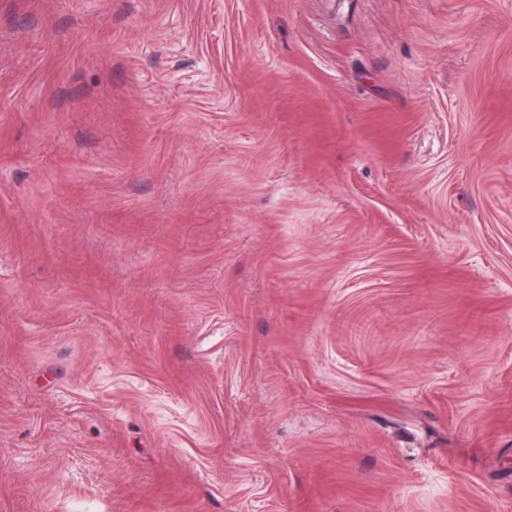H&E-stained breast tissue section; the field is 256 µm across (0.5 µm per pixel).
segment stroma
Here are the masks:
<instances>
[{
  "instance_id": "1",
  "label": "stroma",
  "mask_w": 512,
  "mask_h": 512,
  "mask_svg": "<svg viewBox=\"0 0 512 512\" xmlns=\"http://www.w3.org/2000/svg\"><path fill=\"white\" fill-rule=\"evenodd\" d=\"M0 512H512V0H0Z\"/></svg>"
}]
</instances>
